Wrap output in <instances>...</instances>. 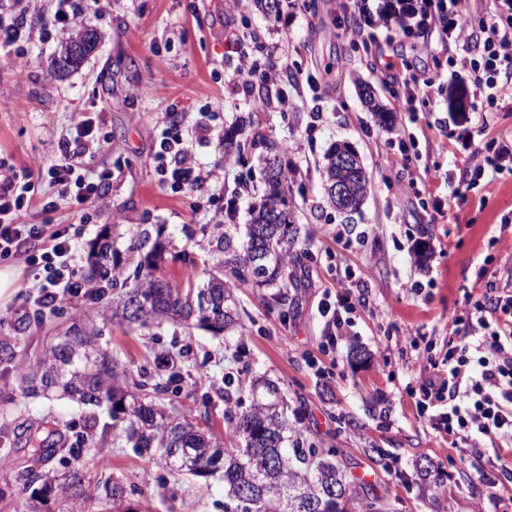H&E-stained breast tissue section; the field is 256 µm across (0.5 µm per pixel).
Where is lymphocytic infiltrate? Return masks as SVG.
Returning a JSON list of instances; mask_svg holds the SVG:
<instances>
[{
    "label": "lymphocytic infiltrate",
    "instance_id": "1",
    "mask_svg": "<svg viewBox=\"0 0 512 512\" xmlns=\"http://www.w3.org/2000/svg\"><path fill=\"white\" fill-rule=\"evenodd\" d=\"M50 21L60 38H67L80 22H94L112 7V0H96L93 13L79 12L75 0H55ZM492 9L478 31L465 17V0H358L357 15L346 33L377 37L400 27L403 34L422 35L437 30L441 43L461 44L464 65L470 67L473 86L495 107L512 94V0H491ZM72 141L38 168L36 178H0V260L24 256L39 279L38 306L56 305L62 294L95 297L100 293L91 276L81 273L74 260L75 244L68 227L27 224L22 217L35 195L37 179H49L58 194L82 210L106 204L110 173L89 178L83 159L99 153L106 141L99 126L86 118L77 123ZM152 161L159 184L179 194L194 190L205 179L193 155V144L166 116ZM338 288L324 291L317 315L326 333L321 348L335 346L337 336L351 326V316L365 305L361 283L351 269L332 268ZM460 344H449L441 360L430 361L431 374L419 387L414 404L418 417L450 447L462 448L486 439L512 443V286L488 281L480 297L464 294L452 320Z\"/></svg>",
    "mask_w": 512,
    "mask_h": 512
}]
</instances>
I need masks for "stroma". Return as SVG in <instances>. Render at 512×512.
I'll list each match as a JSON object with an SVG mask.
<instances>
[{"instance_id":"35a3bbf8","label":"stroma","mask_w":512,"mask_h":512,"mask_svg":"<svg viewBox=\"0 0 512 512\" xmlns=\"http://www.w3.org/2000/svg\"><path fill=\"white\" fill-rule=\"evenodd\" d=\"M340 0H281V21L271 24L255 0L231 10L225 0H112V9L93 27L98 48L78 69L55 77L50 62L60 46L39 37L26 44L22 74L0 69V161L18 177L57 153V142L83 117H94L108 143L85 159L89 175L111 172L105 209L78 212L65 201L42 213L56 194L49 182L23 220L28 224L72 226L75 261L87 269L88 254L100 231L119 234L114 259L129 268L126 233L139 224L162 231L164 261L158 273L182 288L198 287L213 260L198 243L211 227L213 213L236 199L235 222H249V196L239 194L238 179L261 189L264 143L279 146V161L291 171L288 202L298 217L299 249L328 246L368 286L372 305L358 313L336 347L320 350L323 324L315 315L324 289L335 283L325 263L304 260L301 285L280 292L237 283L234 292L242 332L216 335L195 326L170 323L140 326L110 319L101 322L100 344L127 379L158 388L154 401L187 417L215 436H223L224 411L251 404L252 377L278 381L290 409L299 413L304 437L324 448L345 449L344 464L353 489L372 487L387 512H512V475L498 474L487 486L484 472L512 447L492 452L490 441L477 448H452L419 418L409 395L429 374L426 361L402 355L395 345L408 329L422 328L444 337L464 293L480 296L488 280L512 276V175L487 177L466 198L455 197L474 149L493 153L499 142L512 144V99L480 118L466 72L442 84L438 93L416 104L414 113L397 111L401 86L384 68L411 69L420 78L448 76L447 52L427 54L420 41L351 43L336 27ZM257 44L279 71L277 81L255 83L245 93L233 73L235 43ZM313 78L317 88L303 87ZM291 88L288 112L256 111L253 100L275 99ZM372 91L391 126H381L363 102ZM464 91L462 107L451 104ZM208 95L216 116L206 141H198L201 95ZM184 116L183 132L195 141L198 166L214 177L202 192L180 195L163 188L151 155L154 126L167 109ZM244 122L243 152H225V127ZM411 134L420 160L403 162L391 144ZM337 143L353 147L372 177L360 212L345 214L325 202L322 166ZM351 229L350 241H327L325 225ZM18 289L0 305V341L14 356L0 363V458L12 461L0 470V512H82V500L60 489L43 493L41 483L23 486L16 471L58 476L82 463L85 478L114 477L127 493L124 512H224V484L178 475L160 456H139L120 438L118 428L87 437L79 450L66 447L49 464L16 439L19 425L46 430L69 425L85 429L84 412L66 399L24 397L21 375L41 357L53 337L62 335L74 316L90 313L89 304L65 296L55 310L35 312L37 282L23 260ZM426 282L421 294L413 281ZM315 355L312 370L307 355Z\"/></svg>"}]
</instances>
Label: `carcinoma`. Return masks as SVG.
Masks as SVG:
<instances>
[{"mask_svg":"<svg viewBox=\"0 0 512 512\" xmlns=\"http://www.w3.org/2000/svg\"><path fill=\"white\" fill-rule=\"evenodd\" d=\"M88 28L61 46L54 61L55 72L65 74L90 54L81 49ZM277 146L270 145L266 159V190L253 205L251 223L244 241H235L236 228L214 224L206 237L207 252L220 255L217 273L197 290H182L156 275L163 262L164 246L152 239L149 228H138L133 248L146 251L137 264L134 285L119 294L101 313L129 323L180 321L198 323L220 334L239 326L234 283L224 279V269L236 278L250 276L257 287L288 281L295 283L302 255L295 249L297 227L288 204L287 174L277 162ZM342 147L326 155L327 180L339 178L351 184L350 210L362 205L369 177L364 167L342 168L336 157ZM112 231L104 229L93 245L89 273L112 281L117 287L118 266L112 262ZM101 329L88 315L73 319L65 335L46 350L32 371L22 376L29 383L39 380L43 392L55 393L89 408L87 430L98 428L97 410L106 408L112 420L126 423L125 441L141 454L156 453L177 471L208 479L221 474L224 481V512H383L379 499L368 494L355 498L343 464L344 449L325 450L307 442L288 417V405L279 385L271 380H254L256 391L251 406L236 413L227 408L229 423L224 438H218L185 417L157 407L148 394L125 389L117 365L100 347ZM37 440L36 454L48 464L61 448L60 429ZM64 490L85 501L80 469L63 476ZM99 495L118 507L125 489L117 480L97 486Z\"/></svg>","mask_w":512,"mask_h":512,"instance_id":"obj_1","label":"carcinoma"}]
</instances>
